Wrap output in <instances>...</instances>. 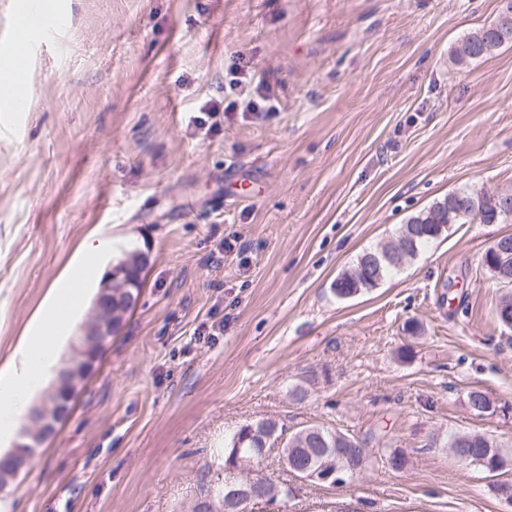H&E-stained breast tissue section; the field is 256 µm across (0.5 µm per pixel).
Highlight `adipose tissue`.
Listing matches in <instances>:
<instances>
[{
	"label": "adipose tissue",
	"mask_w": 512,
	"mask_h": 512,
	"mask_svg": "<svg viewBox=\"0 0 512 512\" xmlns=\"http://www.w3.org/2000/svg\"><path fill=\"white\" fill-rule=\"evenodd\" d=\"M83 295L80 288L70 294L51 288L47 307L39 313L34 330L24 340V359L0 369V438L13 434L19 424L22 406L41 393L61 359L72 327L59 322L53 314L54 309L75 306Z\"/></svg>",
	"instance_id": "obj_1"
}]
</instances>
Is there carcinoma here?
I'll list each match as a JSON object with an SVG mask.
<instances>
[{
    "label": "carcinoma",
    "mask_w": 512,
    "mask_h": 512,
    "mask_svg": "<svg viewBox=\"0 0 512 512\" xmlns=\"http://www.w3.org/2000/svg\"><path fill=\"white\" fill-rule=\"evenodd\" d=\"M512 41V0H502L496 20L469 33L453 51L457 62H464L492 55L502 44ZM512 199V193H489L473 188H460L448 193L442 199L411 216L401 225L395 236L383 247L363 251L352 268L336 278L333 292L341 299L357 296L364 291L378 287L389 276L397 272L406 262L415 258L431 241L437 239L440 226L467 224L479 221L481 224H498L512 217V208L503 206V199ZM139 254L130 251L119 260L127 277L136 280V287L112 289L115 324L122 321V312L127 310L129 294L139 295L141 265ZM491 277L505 287H512V263L507 266H486ZM500 326L512 331V293H506L496 307ZM276 424L263 421L242 426L224 446V484L208 487L193 507V512H247L248 505L256 501L274 503L286 500L294 494L291 487H275L262 478L250 479L231 476L229 472L239 470L241 459L259 460L264 453L266 438L275 434ZM448 448L455 457L469 456L467 463L475 465L490 474L512 469V452L503 449L495 438L481 433H469L461 440L457 435L448 437ZM283 451L288 463L294 468L310 466L319 469L330 461L336 467L337 475L347 480L360 475L372 464L364 442L346 433L323 426L309 425L290 434ZM254 483V496L232 505L226 503L227 494L240 484Z\"/></svg>",
    "instance_id": "carcinoma-1"
}]
</instances>
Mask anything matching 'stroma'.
Returning a JSON list of instances; mask_svg holds the SVG:
<instances>
[{"label": "stroma", "instance_id": "obj_1", "mask_svg": "<svg viewBox=\"0 0 512 512\" xmlns=\"http://www.w3.org/2000/svg\"><path fill=\"white\" fill-rule=\"evenodd\" d=\"M65 28L0 102V367L64 274L100 282L146 253L140 300L0 512H191L224 481V444L271 419L396 448L353 482L296 479L248 512H512L450 434L512 445V333L482 265L512 218L454 224L377 288L341 300L357 256L462 187L512 192V42L455 62L501 0H56ZM244 55L278 98L265 119L220 99ZM420 331H403L406 320ZM409 348V358L399 356ZM494 411L476 414L470 391ZM0 101L5 102L14 112H26L29 94L21 76L0 79Z\"/></svg>", "mask_w": 512, "mask_h": 512}]
</instances>
